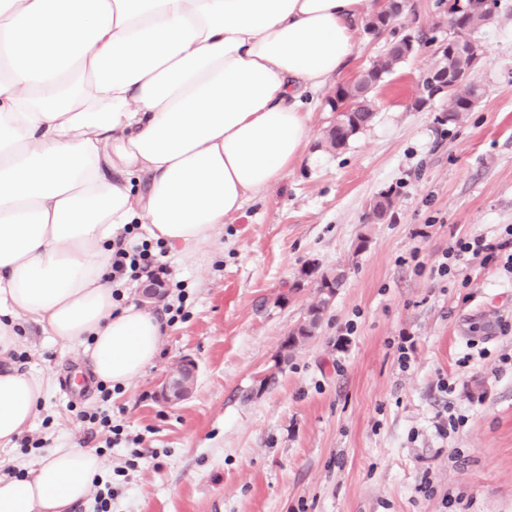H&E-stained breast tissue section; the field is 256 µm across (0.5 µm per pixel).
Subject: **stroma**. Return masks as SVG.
<instances>
[{
    "label": "stroma",
    "instance_id": "1",
    "mask_svg": "<svg viewBox=\"0 0 512 512\" xmlns=\"http://www.w3.org/2000/svg\"><path fill=\"white\" fill-rule=\"evenodd\" d=\"M495 3L468 76L483 96L454 124L447 94L423 93L448 42V0H408L382 34L359 32L282 179L202 256L164 257L188 316L163 324L156 362L110 401L94 387L70 398L73 374L89 371L82 346L18 320L15 366L53 381L28 436L103 449L106 481L125 451L105 448L77 411L113 410L143 438L111 512H512V365L501 360L512 355V274L479 256L454 278L432 272L454 238L495 243L512 225V0ZM406 36L415 50L373 91L372 122L326 150L328 96ZM387 191L392 209L370 223ZM313 264L343 269L344 285L318 335L290 352L289 330L317 299L303 274ZM184 357L194 391L169 407L156 386ZM451 412L467 422L440 436Z\"/></svg>",
    "mask_w": 512,
    "mask_h": 512
}]
</instances>
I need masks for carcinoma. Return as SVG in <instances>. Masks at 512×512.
Instances as JSON below:
<instances>
[{"label": "carcinoma", "instance_id": "obj_1", "mask_svg": "<svg viewBox=\"0 0 512 512\" xmlns=\"http://www.w3.org/2000/svg\"><path fill=\"white\" fill-rule=\"evenodd\" d=\"M454 2L456 15L451 30L456 38H470L476 29L494 19L493 12L484 9L483 0H465L463 4L460 0ZM413 51L414 47L401 39L390 47L384 57L373 62L361 78L350 85H340L336 88L334 95L329 98L331 108L335 110L342 103L348 107V111L336 115V124L330 128L327 135V144L330 148H343L347 143V137L353 136L373 119L374 109L370 97L372 89ZM453 65L462 73V79L448 93L447 119L450 123L459 121L463 113L471 111L481 97L479 88L468 81L469 60L455 59ZM391 207L392 195L380 194L371 204L372 218L376 221L383 220ZM344 279L345 274L341 269L320 273L317 281L318 300L310 307L308 317L289 332V348H298L315 336L321 314L328 307L338 288L343 285Z\"/></svg>", "mask_w": 512, "mask_h": 512}]
</instances>
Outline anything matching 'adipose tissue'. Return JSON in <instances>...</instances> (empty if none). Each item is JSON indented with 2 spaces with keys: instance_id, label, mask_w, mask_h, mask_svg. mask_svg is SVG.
Here are the masks:
<instances>
[{
  "instance_id": "1",
  "label": "adipose tissue",
  "mask_w": 512,
  "mask_h": 512,
  "mask_svg": "<svg viewBox=\"0 0 512 512\" xmlns=\"http://www.w3.org/2000/svg\"><path fill=\"white\" fill-rule=\"evenodd\" d=\"M373 0H0V356L17 317L83 345L97 380L156 360L161 325L112 298L125 225L175 259L276 184ZM49 376L0 370V447L29 429ZM103 461L59 446L0 478V512H68Z\"/></svg>"
}]
</instances>
